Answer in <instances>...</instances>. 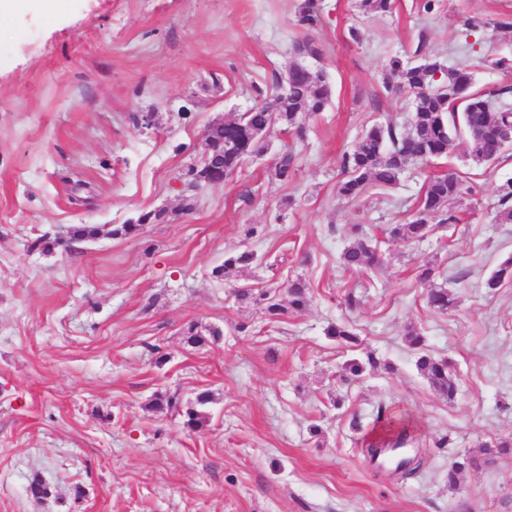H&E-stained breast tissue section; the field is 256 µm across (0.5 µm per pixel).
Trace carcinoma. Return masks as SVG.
Masks as SVG:
<instances>
[{"label":"carcinoma","instance_id":"cac0c4a2","mask_svg":"<svg viewBox=\"0 0 512 512\" xmlns=\"http://www.w3.org/2000/svg\"><path fill=\"white\" fill-rule=\"evenodd\" d=\"M394 5L395 0H358L361 15L368 18L390 13ZM298 23L307 29L321 23L316 0H301ZM423 48L424 45L420 44L416 49V54L420 55V62L416 64L400 58L392 59L389 64L390 76H398L401 83L415 93L409 128L401 129L387 123L374 124L363 130L354 148L339 157L340 179L336 183L339 196L353 200L363 196L371 187L388 188L395 185L408 165L448 154L453 137L460 134L466 137L470 157L477 163L500 159L509 153V149L500 147L497 130L512 125V107L506 103V99L512 96V86L501 84L489 92L476 89L473 73L468 68H447L438 59L423 54ZM330 100L331 89L320 70L297 72L289 79L286 87L282 85V77H277L276 94L262 99L238 117L224 121L222 125L208 126L207 150L202 164L192 169L196 184H202V178L208 173V164L214 158L224 159V176L233 174L245 158L263 151L265 143L262 134L277 124L282 126L283 133L290 132L292 128L299 134L303 133V126L298 123L299 114L304 112L308 116H316L326 110ZM275 172L283 181L291 179L292 154H281ZM463 185V180L454 173L430 176L412 219L406 224L388 225L386 233L395 240L419 241L433 232L432 221L436 219L441 224L458 222L454 215L444 219L441 215L450 201L462 194ZM496 192L499 220L505 224L512 223V180L498 185ZM160 217L159 212H144L137 219L116 225L108 231L97 225L78 224L70 229L71 239L85 241L103 233L112 236L130 235L141 225L151 224ZM255 260V254L245 249L225 259L223 265L213 270V274L221 277L230 267L237 264L250 265ZM340 262L346 270L367 277L381 265L377 248L360 237L344 248ZM511 280L512 256H509L484 281V288L493 292ZM237 297L263 305L265 314L276 319L306 308L309 288L304 282L296 280L288 285L284 296L271 291L256 293L247 287L238 289ZM427 301L436 310L448 311L455 306L456 297L446 288H430ZM326 335L348 351L359 347L358 336L346 324L328 326ZM405 340L419 351L416 360L419 374L434 389L453 398L457 384L448 371V362L428 355L423 349V337L416 330H407ZM379 365L381 362L369 351L362 357L348 358L343 368L358 378L366 368L374 370ZM208 403L210 394L205 391L197 395L194 406L182 404L175 393L164 396L158 406L184 417L185 427L193 431L204 427L207 422V415L198 410L197 406ZM420 441V426L413 417L382 410L378 412L371 431L366 435L361 453L370 460L378 451L418 444ZM511 454V435L484 445L480 454L467 455L448 467V486H456L464 470L479 468L498 457Z\"/></svg>","mask_w":512,"mask_h":512}]
</instances>
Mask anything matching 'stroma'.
Masks as SVG:
<instances>
[{
	"mask_svg": "<svg viewBox=\"0 0 512 512\" xmlns=\"http://www.w3.org/2000/svg\"><path fill=\"white\" fill-rule=\"evenodd\" d=\"M301 0H13L0 23V512H512V456L463 473L448 464L512 434V282H483L512 255L496 187L512 157L481 164L464 139L357 200L337 196L338 158L378 122L406 124L414 94L386 92L392 58L416 48L469 67L476 85L512 82V0H396L361 18L358 0H322V23H297ZM486 20L467 36L460 15ZM359 37H352V29ZM311 36L333 90L303 137L271 132L267 151L226 181L190 193L204 131L248 110ZM295 174L281 181L283 148ZM468 187L460 218L416 242L383 236L409 221L430 175ZM155 211L131 236L69 245L75 224L112 226ZM360 226L379 240L375 285L339 262ZM51 251L34 247L42 235ZM248 249L257 261L212 271ZM435 270L431 284L418 269ZM309 288L306 309L272 321L235 297L242 284ZM457 305L437 311L428 287ZM351 325L390 363L343 378L326 336ZM219 329L201 347L189 325ZM449 362L455 398L418 373L407 326ZM206 391L207 426L186 429L157 407ZM424 425V467L411 479L370 464L360 441L378 409ZM320 426L321 435L310 432ZM41 480L48 496L33 499Z\"/></svg>",
	"mask_w": 512,
	"mask_h": 512,
	"instance_id": "1",
	"label": "stroma"
}]
</instances>
